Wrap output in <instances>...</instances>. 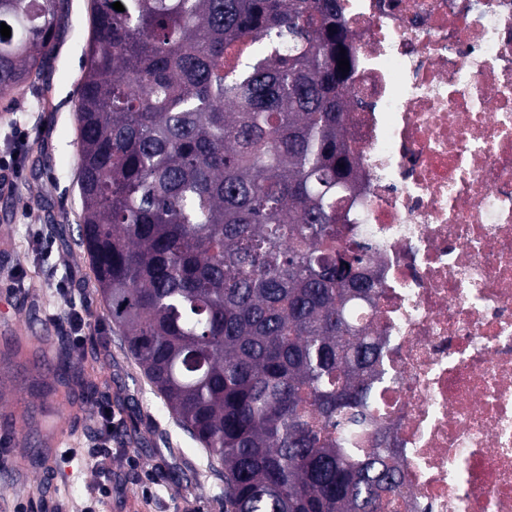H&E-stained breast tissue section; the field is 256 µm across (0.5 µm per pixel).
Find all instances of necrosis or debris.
Instances as JSON below:
<instances>
[{
	"label": "necrosis or debris",
	"instance_id": "4bbe7bcc",
	"mask_svg": "<svg viewBox=\"0 0 512 512\" xmlns=\"http://www.w3.org/2000/svg\"><path fill=\"white\" fill-rule=\"evenodd\" d=\"M391 512H512V0H343Z\"/></svg>",
	"mask_w": 512,
	"mask_h": 512
}]
</instances>
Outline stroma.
<instances>
[{"label":"stroma","mask_w":512,"mask_h":512,"mask_svg":"<svg viewBox=\"0 0 512 512\" xmlns=\"http://www.w3.org/2000/svg\"><path fill=\"white\" fill-rule=\"evenodd\" d=\"M89 16L90 0H70L44 80L0 99V156H15L21 170L13 190L0 192V431L18 420L16 400L32 409L16 450L24 464L0 475V512H80L92 499L97 512H224L223 477L121 346L79 245L75 109ZM66 280L73 290L62 297L56 285ZM74 309L90 322L78 341L68 328ZM41 336L73 348L82 379L43 401L28 393L32 377L56 374ZM105 408L108 433L99 424ZM103 482L111 494L101 499Z\"/></svg>","instance_id":"stroma-1"}]
</instances>
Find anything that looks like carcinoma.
<instances>
[{
    "mask_svg": "<svg viewBox=\"0 0 512 512\" xmlns=\"http://www.w3.org/2000/svg\"><path fill=\"white\" fill-rule=\"evenodd\" d=\"M120 2L125 11L112 4ZM0 98L42 78L68 0H0ZM346 50L340 54V50ZM340 0H91L80 245L121 344L224 473V512H385L377 292L343 240L360 158Z\"/></svg>",
    "mask_w": 512,
    "mask_h": 512,
    "instance_id": "carcinoma-1",
    "label": "carcinoma"
}]
</instances>
